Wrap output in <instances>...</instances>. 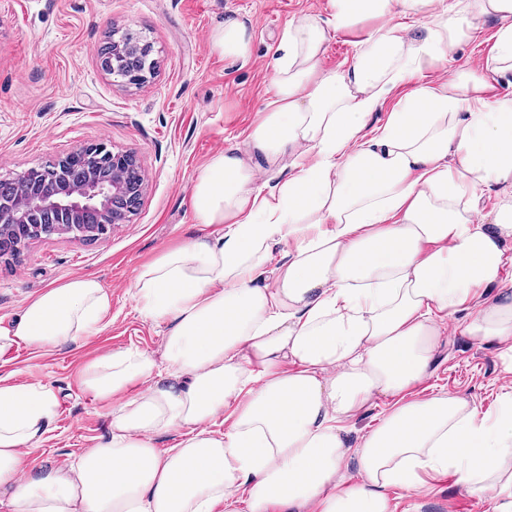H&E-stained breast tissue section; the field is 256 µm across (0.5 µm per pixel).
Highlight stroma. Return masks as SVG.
Instances as JSON below:
<instances>
[{
    "label": "stroma",
    "instance_id": "obj_1",
    "mask_svg": "<svg viewBox=\"0 0 512 512\" xmlns=\"http://www.w3.org/2000/svg\"><path fill=\"white\" fill-rule=\"evenodd\" d=\"M330 13V0H0V174L95 143L136 155L146 173L142 204L110 234L92 242L35 240L0 262V327L46 289L78 277L97 279L112 295L96 335L48 351L23 347L0 362V378L41 382L55 394L56 417L36 452L43 461L65 463L107 435L111 408L84 392L81 369L104 351L132 344L160 352L166 327L138 312L137 269L171 246L211 233L193 216L198 173L216 152L241 145L270 98L276 45L288 19ZM228 16L253 28L248 62L224 59L210 47L211 29ZM371 26L367 20L335 35L324 69L350 62ZM125 27L146 37L157 60L155 75L140 86L115 82L98 62L112 29ZM495 31L492 21H479L461 54L434 70L436 80L488 56ZM508 390L512 373L496 346L471 341L452 322L433 372L410 395L451 393L492 414ZM388 495L395 512H499L496 500L451 474Z\"/></svg>",
    "mask_w": 512,
    "mask_h": 512
}]
</instances>
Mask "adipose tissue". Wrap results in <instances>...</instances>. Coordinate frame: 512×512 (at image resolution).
<instances>
[{
  "mask_svg": "<svg viewBox=\"0 0 512 512\" xmlns=\"http://www.w3.org/2000/svg\"><path fill=\"white\" fill-rule=\"evenodd\" d=\"M331 4L330 19L288 22L271 99L197 175L194 217L216 232L136 272L138 311L167 326L162 353L132 345L84 368V390L112 406L107 438L62 468L28 461L55 395L0 383L8 512H393L388 488L448 473L512 512V391L493 417L449 393L407 396L449 319L512 360V98L486 95L512 72V0ZM361 17L380 24L351 64L324 70L332 33ZM483 19L498 24L485 61L419 82L367 136L386 95ZM210 46L247 60L252 28L227 18ZM283 162L287 180L259 182ZM489 190L502 202L487 212ZM110 306L93 278L48 289L0 328V358L79 342ZM379 401V424L349 445L348 422Z\"/></svg>",
  "mask_w": 512,
  "mask_h": 512,
  "instance_id": "ef3b65f1",
  "label": "adipose tissue"
}]
</instances>
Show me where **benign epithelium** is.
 <instances>
[{
  "instance_id": "1",
  "label": "benign epithelium",
  "mask_w": 512,
  "mask_h": 512,
  "mask_svg": "<svg viewBox=\"0 0 512 512\" xmlns=\"http://www.w3.org/2000/svg\"><path fill=\"white\" fill-rule=\"evenodd\" d=\"M131 30L112 31V41L101 51L100 66L111 55L141 54L143 69L125 79L129 84L146 81L154 73L152 46L141 37L129 42ZM112 159V176L94 174L95 162ZM75 159L85 163L86 178L77 183L62 180V165ZM59 166L49 170L40 187L29 188L28 172L8 177L24 191L0 194V230L8 235L0 237V259L17 256L33 237L75 235L82 240H94L106 234L117 224L127 222L140 205L145 182L130 184L122 170L138 166L136 158L114 153L103 144L76 147L58 160Z\"/></svg>"
}]
</instances>
